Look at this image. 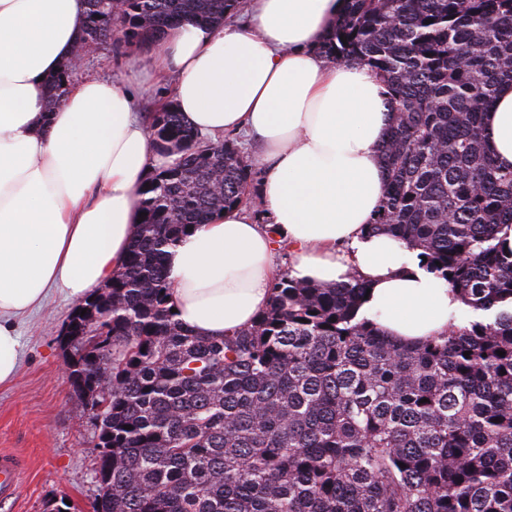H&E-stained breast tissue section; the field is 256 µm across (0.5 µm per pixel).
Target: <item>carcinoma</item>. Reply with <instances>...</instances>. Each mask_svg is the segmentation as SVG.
Here are the masks:
<instances>
[{
	"label": "carcinoma",
	"instance_id": "obj_1",
	"mask_svg": "<svg viewBox=\"0 0 512 512\" xmlns=\"http://www.w3.org/2000/svg\"><path fill=\"white\" fill-rule=\"evenodd\" d=\"M244 7L86 0L80 47L145 49ZM319 50L386 88L387 192L368 232L420 250L467 309L409 347L359 315L363 281L284 274L251 326L194 334L171 311L166 250L244 204L251 165L174 104L150 113L155 148L176 159L139 187L125 264L66 322L71 386L97 372L106 388L94 512H512V168L482 127L512 80V0H345ZM76 70L50 82L48 109Z\"/></svg>",
	"mask_w": 512,
	"mask_h": 512
}]
</instances>
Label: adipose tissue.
<instances>
[{"label":"adipose tissue","mask_w":512,"mask_h":512,"mask_svg":"<svg viewBox=\"0 0 512 512\" xmlns=\"http://www.w3.org/2000/svg\"><path fill=\"white\" fill-rule=\"evenodd\" d=\"M344 5L249 0L243 22L185 24L151 52V74L172 80L188 126L261 145L270 223L226 209L167 251L170 302L198 335L251 326L269 307L281 243L296 280L364 281L361 311L389 339L443 335L463 308L421 269L417 250L366 231L385 194L391 114L366 66L318 50ZM85 11L84 0H0V385L17 374V318L51 290L78 302L105 285L138 231L139 185L170 162L120 82L84 77L48 108L47 80L74 58ZM484 134L511 167V81L486 111Z\"/></svg>","instance_id":"obj_1"}]
</instances>
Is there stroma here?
<instances>
[{
    "mask_svg": "<svg viewBox=\"0 0 512 512\" xmlns=\"http://www.w3.org/2000/svg\"><path fill=\"white\" fill-rule=\"evenodd\" d=\"M148 63V51L115 38L89 48L79 73L126 83L136 109L146 113L172 98L170 83L133 84ZM73 307L56 291L44 308L17 321L21 358L14 382L0 385V450L20 455L25 468L18 498L0 512H46L49 500L61 497L70 501L69 512H94L98 430L65 373L63 327Z\"/></svg>",
    "mask_w": 512,
    "mask_h": 512,
    "instance_id": "stroma-1",
    "label": "stroma"
}]
</instances>
